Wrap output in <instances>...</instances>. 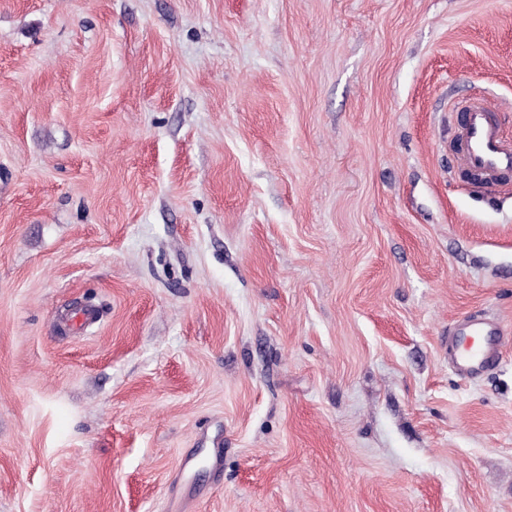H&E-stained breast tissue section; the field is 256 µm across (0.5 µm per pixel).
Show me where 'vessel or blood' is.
Returning a JSON list of instances; mask_svg holds the SVG:
<instances>
[{
  "label": "vessel or blood",
  "mask_w": 512,
  "mask_h": 512,
  "mask_svg": "<svg viewBox=\"0 0 512 512\" xmlns=\"http://www.w3.org/2000/svg\"><path fill=\"white\" fill-rule=\"evenodd\" d=\"M462 111L460 162L466 171L477 174L478 184L486 194H497L512 176V144L504 141L484 99H474L463 105ZM502 338L500 326L461 321L451 348L455 367L470 373L484 368L497 355Z\"/></svg>",
  "instance_id": "b4317fda"
}]
</instances>
